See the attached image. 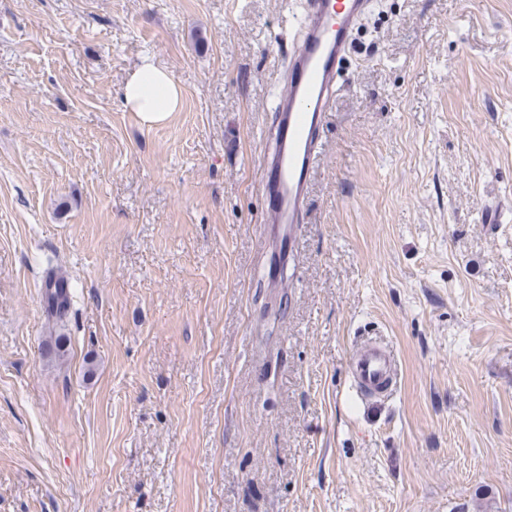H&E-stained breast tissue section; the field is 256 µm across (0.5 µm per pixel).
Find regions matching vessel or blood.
Segmentation results:
<instances>
[{
	"label": "vessel or blood",
	"instance_id": "obj_1",
	"mask_svg": "<svg viewBox=\"0 0 512 512\" xmlns=\"http://www.w3.org/2000/svg\"><path fill=\"white\" fill-rule=\"evenodd\" d=\"M372 0H305L288 48L287 76L273 107L274 136L263 152L260 185L263 247L269 256L292 255L319 167L327 116L342 71ZM395 355L366 342L352 356V380L365 398L391 393Z\"/></svg>",
	"mask_w": 512,
	"mask_h": 512
}]
</instances>
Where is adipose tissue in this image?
I'll return each instance as SVG.
<instances>
[{
	"label": "adipose tissue",
	"instance_id": "adipose-tissue-1",
	"mask_svg": "<svg viewBox=\"0 0 512 512\" xmlns=\"http://www.w3.org/2000/svg\"><path fill=\"white\" fill-rule=\"evenodd\" d=\"M125 106L149 127L164 124L180 103V89L152 57L142 58L123 89Z\"/></svg>",
	"mask_w": 512,
	"mask_h": 512
}]
</instances>
